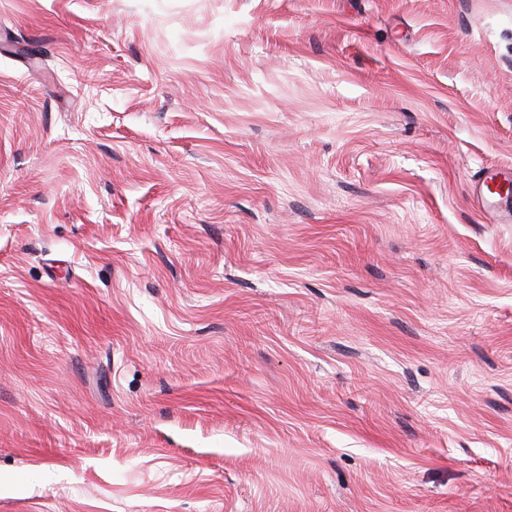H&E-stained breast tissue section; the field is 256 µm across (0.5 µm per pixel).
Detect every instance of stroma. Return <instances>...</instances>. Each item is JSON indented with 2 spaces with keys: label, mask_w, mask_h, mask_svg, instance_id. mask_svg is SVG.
<instances>
[{
  "label": "stroma",
  "mask_w": 512,
  "mask_h": 512,
  "mask_svg": "<svg viewBox=\"0 0 512 512\" xmlns=\"http://www.w3.org/2000/svg\"><path fill=\"white\" fill-rule=\"evenodd\" d=\"M512 0H0V512H512Z\"/></svg>",
  "instance_id": "35a3bbf8"
}]
</instances>
